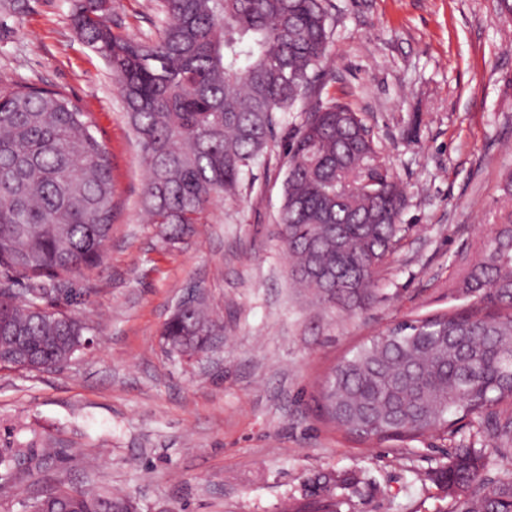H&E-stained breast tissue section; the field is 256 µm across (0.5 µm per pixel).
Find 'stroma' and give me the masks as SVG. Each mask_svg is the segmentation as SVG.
<instances>
[{
    "instance_id": "obj_1",
    "label": "stroma",
    "mask_w": 512,
    "mask_h": 512,
    "mask_svg": "<svg viewBox=\"0 0 512 512\" xmlns=\"http://www.w3.org/2000/svg\"><path fill=\"white\" fill-rule=\"evenodd\" d=\"M117 32L150 40L158 0H118ZM331 40L311 91L282 115L251 189L217 198L201 224L164 241L139 206L137 139L105 62L75 32L72 0H0V88L65 90L103 142L117 208L100 263L55 302L89 328L90 347L53 372L0 370V425L41 435L59 456L0 488V512L64 481L135 500L139 512H463L436 478L458 445L481 448L483 478L512 475V448L478 427L362 442L313 409L318 384L369 336L419 315L470 306L462 269L490 233L512 172V18L498 0H332ZM349 105L372 128L405 191L406 232L375 300L347 313L294 287L279 237L284 146L317 102ZM224 334L194 362L160 332L188 293Z\"/></svg>"
}]
</instances>
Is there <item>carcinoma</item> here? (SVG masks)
Instances as JSON below:
<instances>
[{"instance_id": "carcinoma-1", "label": "carcinoma", "mask_w": 512, "mask_h": 512, "mask_svg": "<svg viewBox=\"0 0 512 512\" xmlns=\"http://www.w3.org/2000/svg\"><path fill=\"white\" fill-rule=\"evenodd\" d=\"M99 0H74L79 37L108 64L147 171L140 207L169 240L200 223L217 196L236 198L280 115L313 83L330 40V0H162L154 40L116 33ZM285 155L279 235L290 274L325 306L353 312L373 297L396 251L403 190L365 120L339 102L304 113ZM494 227L461 288L494 308L417 317L341 359L315 398L322 415L363 440H414L461 420L512 439V175ZM112 166L94 124L60 89H0V369L50 372L86 348L80 319L43 295L99 263L112 233ZM224 324L204 298L176 308L162 330L180 358L208 349ZM0 431V469L24 460L40 474L57 452ZM482 455L462 446L437 473L465 512H512V477L480 478ZM30 512H133L120 495L56 483Z\"/></svg>"}]
</instances>
